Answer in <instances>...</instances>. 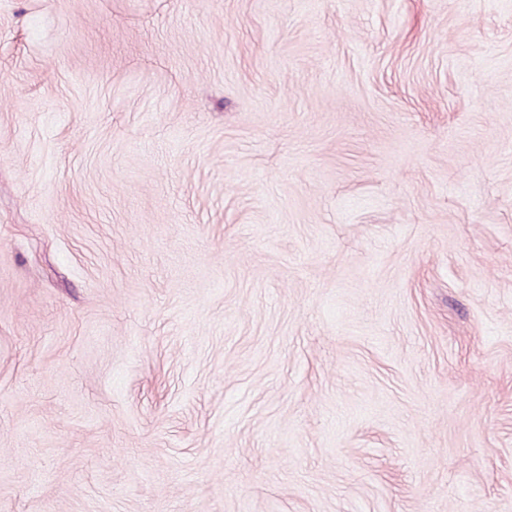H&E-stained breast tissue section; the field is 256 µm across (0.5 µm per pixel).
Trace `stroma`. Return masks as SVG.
<instances>
[{"mask_svg":"<svg viewBox=\"0 0 512 512\" xmlns=\"http://www.w3.org/2000/svg\"><path fill=\"white\" fill-rule=\"evenodd\" d=\"M0 512H512V0H0Z\"/></svg>","mask_w":512,"mask_h":512,"instance_id":"1","label":"stroma"}]
</instances>
